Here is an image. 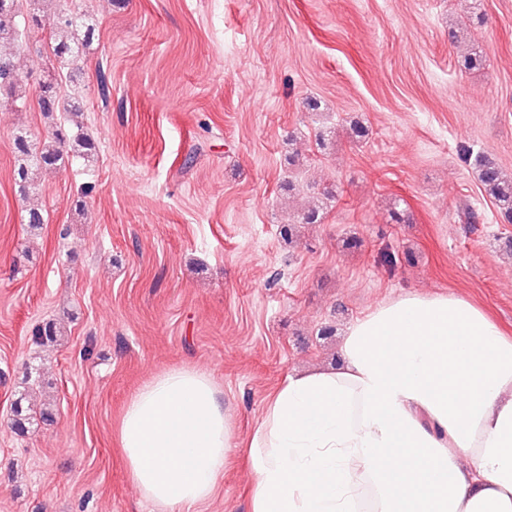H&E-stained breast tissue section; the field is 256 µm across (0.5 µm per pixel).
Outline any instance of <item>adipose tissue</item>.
Listing matches in <instances>:
<instances>
[{
    "label": "adipose tissue",
    "instance_id": "1",
    "mask_svg": "<svg viewBox=\"0 0 512 512\" xmlns=\"http://www.w3.org/2000/svg\"><path fill=\"white\" fill-rule=\"evenodd\" d=\"M332 371L288 376L248 455L251 512H512V338L458 295L357 319ZM126 471L152 512H192L234 448L212 376L173 368L126 403Z\"/></svg>",
    "mask_w": 512,
    "mask_h": 512
}]
</instances>
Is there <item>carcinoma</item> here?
Instances as JSON below:
<instances>
[{
	"instance_id": "cac0c4a2",
	"label": "carcinoma",
	"mask_w": 512,
	"mask_h": 512,
	"mask_svg": "<svg viewBox=\"0 0 512 512\" xmlns=\"http://www.w3.org/2000/svg\"><path fill=\"white\" fill-rule=\"evenodd\" d=\"M22 0H0V91L14 92L20 76L15 66V54L22 47L16 17L20 12ZM36 26H48L46 41L48 51L60 62L74 61L83 53V46L93 39L95 26L85 13L58 12L53 14L30 15ZM45 90L38 97L40 111L48 115H59L61 124L53 133V144L42 149L33 147L27 136L15 137V149L18 154L16 178L21 193L32 189L35 172L56 166L73 147L90 153L96 150L95 143L87 137L70 134L62 120L73 111L63 94L62 80L51 78L44 81ZM460 151L466 161L473 162L478 179L484 190L494 199L500 217L512 224V180L504 177L495 160L486 152H474L463 145Z\"/></svg>"
}]
</instances>
